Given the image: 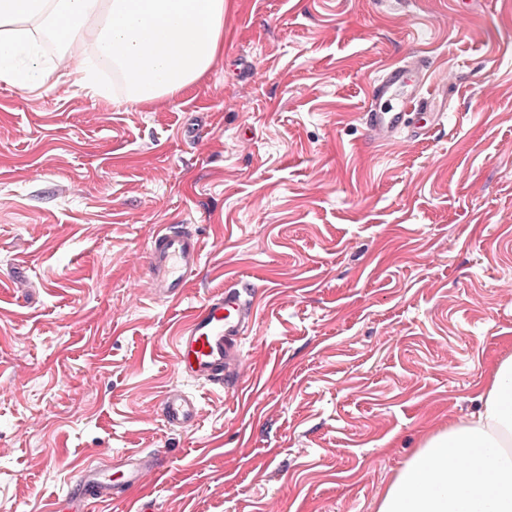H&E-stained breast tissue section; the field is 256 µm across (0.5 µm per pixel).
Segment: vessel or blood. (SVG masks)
Here are the masks:
<instances>
[{
    "instance_id": "obj_1",
    "label": "vessel or blood",
    "mask_w": 512,
    "mask_h": 512,
    "mask_svg": "<svg viewBox=\"0 0 512 512\" xmlns=\"http://www.w3.org/2000/svg\"><path fill=\"white\" fill-rule=\"evenodd\" d=\"M429 66L426 60L402 59L382 68L369 84L368 105L359 115L367 137L378 144L397 142L404 134L428 136L444 114L425 100ZM197 233L180 224L159 225L147 244L148 270L154 295L171 301L182 296L189 278L202 261ZM256 318V291L237 281L213 292L180 328L174 339L178 372L184 379L231 391L241 388L242 343ZM163 422L170 427H193L201 414L194 394L170 389L159 402ZM154 455L125 452L115 462L79 467L64 496L65 507L48 512H90L93 503L106 502L141 486L157 467Z\"/></svg>"
}]
</instances>
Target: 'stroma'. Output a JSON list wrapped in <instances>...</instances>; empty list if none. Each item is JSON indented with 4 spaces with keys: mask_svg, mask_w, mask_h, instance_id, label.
I'll use <instances>...</instances> for the list:
<instances>
[{
    "mask_svg": "<svg viewBox=\"0 0 512 512\" xmlns=\"http://www.w3.org/2000/svg\"><path fill=\"white\" fill-rule=\"evenodd\" d=\"M431 62L444 127L377 147L367 83ZM202 263L153 295L146 245ZM257 291L249 381L182 380L173 338ZM512 356V0H228L224 55L173 101L0 84V512H45L83 459L158 455L157 512H376ZM197 426L159 415L172 387ZM202 243L182 224H161L147 244L149 276L154 296L171 301L182 296L202 261ZM201 406L194 394L181 389H170L159 402L163 422L173 428L193 427L201 414Z\"/></svg>",
    "mask_w": 512,
    "mask_h": 512,
    "instance_id": "35a3bbf8",
    "label": "stroma"
}]
</instances>
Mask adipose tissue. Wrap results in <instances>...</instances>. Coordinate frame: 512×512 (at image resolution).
I'll use <instances>...</instances> for the list:
<instances>
[{
	"label": "adipose tissue",
	"mask_w": 512,
	"mask_h": 512,
	"mask_svg": "<svg viewBox=\"0 0 512 512\" xmlns=\"http://www.w3.org/2000/svg\"><path fill=\"white\" fill-rule=\"evenodd\" d=\"M227 0H0V82L32 92L55 76L97 96L89 45L123 80L122 100L179 97L224 53ZM60 42L47 60L43 38ZM476 417L429 437L377 512H512V356L494 366Z\"/></svg>",
	"instance_id": "obj_1"
}]
</instances>
